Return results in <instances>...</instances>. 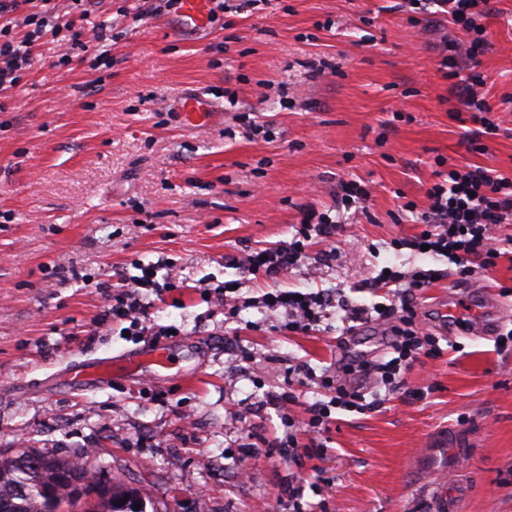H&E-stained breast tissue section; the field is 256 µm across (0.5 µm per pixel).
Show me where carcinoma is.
<instances>
[{
	"mask_svg": "<svg viewBox=\"0 0 512 512\" xmlns=\"http://www.w3.org/2000/svg\"><path fill=\"white\" fill-rule=\"evenodd\" d=\"M83 454L0 450V512H146L135 488L88 476Z\"/></svg>",
	"mask_w": 512,
	"mask_h": 512,
	"instance_id": "carcinoma-1",
	"label": "carcinoma"
}]
</instances>
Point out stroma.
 Here are the masks:
<instances>
[{
    "label": "stroma",
    "mask_w": 512,
    "mask_h": 512,
    "mask_svg": "<svg viewBox=\"0 0 512 512\" xmlns=\"http://www.w3.org/2000/svg\"><path fill=\"white\" fill-rule=\"evenodd\" d=\"M400 0H263L217 11L203 39L172 28L176 6L155 0H84L66 19L87 48L58 65L51 35L32 47L20 84L0 91V448L91 449L101 477L140 489L161 512H278L288 485L328 512H430L417 457L429 431L463 424L476 435L456 481L463 512H512V350L473 332L472 291L501 307L512 329V223L495 227L502 255L469 281L445 258L394 239L420 224L405 202L424 203L438 163L512 172V0H491L481 58L499 130L469 150L474 124L458 111L438 53L461 36L446 18L410 25ZM110 66H98L102 50ZM206 94L215 123L185 127L175 106ZM261 125L269 138L250 137ZM368 185L366 212L346 211L339 254L321 270L288 271L278 285L304 293L342 288L355 304L385 266L435 268L417 293L441 354L422 358L404 393L366 414L336 411L320 457L265 456L289 418L327 399L311 384L285 406L293 369L336 368L338 341L379 362L389 325L347 332L338 307L319 330H281L282 311L223 308L198 288L237 278L227 260L291 241L307 206L335 208L339 185ZM163 261L174 284L148 294L149 313L174 336H130L107 311L120 275ZM456 303L445 325L439 307ZM161 348L164 366L98 385L77 366ZM248 351L251 366L240 363Z\"/></svg>",
    "instance_id": "stroma-1"
}]
</instances>
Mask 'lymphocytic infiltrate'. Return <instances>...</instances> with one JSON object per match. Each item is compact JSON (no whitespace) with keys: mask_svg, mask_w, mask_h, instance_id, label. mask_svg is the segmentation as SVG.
<instances>
[{"mask_svg":"<svg viewBox=\"0 0 512 512\" xmlns=\"http://www.w3.org/2000/svg\"><path fill=\"white\" fill-rule=\"evenodd\" d=\"M45 7L37 13L24 17L30 29L26 39L14 38L8 30L0 28V88L14 87L20 82L25 70L34 63L32 41L45 31L60 34L67 47L60 55L59 64H67L72 49L83 47V33L79 30H60V9L57 0H43ZM409 5L435 6L446 14L449 23L466 31V39L451 38L444 42L439 53V67L445 70L453 84L450 91L467 111L478 113L481 125L479 136L473 137L471 145L475 151L485 152L481 139L496 133L498 126L490 119V107L485 99V78L475 72L478 58L489 46L487 30L482 20L490 13L489 0H407ZM467 70V77H460V70ZM405 210L418 212L421 231L412 238H400L396 247L421 250L428 248L430 254L448 259L455 265L459 279H468L474 265L484 268L495 266L500 250L493 244L492 232L501 224L512 222V177L504 176L486 167L469 164L461 168L452 167L438 171L437 180L428 188L424 206L408 202ZM336 218L329 212L309 208L301 213L298 230L292 241L281 242L270 247L256 249L245 256L235 258L234 263L244 275L278 279L289 270L299 266L307 257L305 244L312 238L327 242L336 233ZM158 266L154 263L140 265L137 275L126 278L124 289L116 296L108 311L112 318L130 322L140 331L154 336L169 335L166 326L151 322L147 305L142 300L144 288H152L155 295H163L171 288L170 282H159ZM434 269L403 271L398 267L388 268L377 274L368 284L370 291L390 289L392 301L381 312L361 305L345 308L347 319L371 320L373 315L390 319L391 356L378 363L377 370L388 394L398 393L404 385L403 375L410 369L419 355L429 357L438 353L436 339L426 332L420 322L414 295L439 278ZM260 304L267 309L284 310L287 320L285 330L291 333L313 331L326 317L327 298L321 293H301L277 289L262 295ZM355 368L345 363L337 367L335 374L314 376L307 367L296 372L298 385L317 380L319 387L330 391L326 401H316L308 408L309 417L302 422L303 431L311 433L308 445H299L296 437L279 442L278 454L288 455L297 461L302 457L322 454L324 444L319 436L328 432L333 421V410L365 413L379 407V400H366L360 386L354 382Z\"/></svg>","mask_w":512,"mask_h":512,"instance_id":"lymphocytic-infiltrate-1","label":"lymphocytic infiltrate"}]
</instances>
